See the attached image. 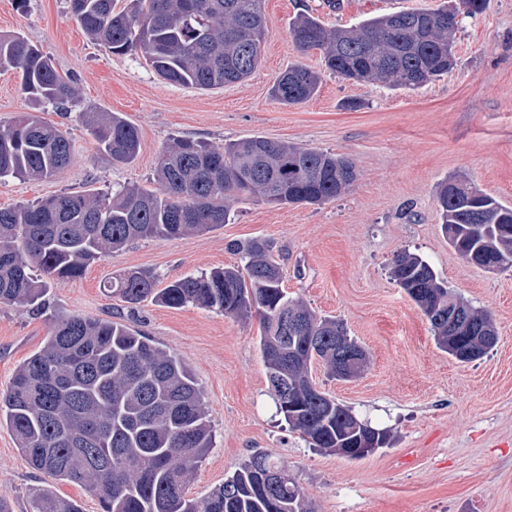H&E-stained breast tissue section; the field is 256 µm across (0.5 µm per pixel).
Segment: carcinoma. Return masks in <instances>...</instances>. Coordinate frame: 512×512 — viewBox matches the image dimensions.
<instances>
[{
    "mask_svg": "<svg viewBox=\"0 0 512 512\" xmlns=\"http://www.w3.org/2000/svg\"><path fill=\"white\" fill-rule=\"evenodd\" d=\"M264 0H70L72 18L94 42L115 54L141 53L165 81L196 90L240 82L261 62L267 20ZM458 28L448 8L405 10L370 18L347 29H328L312 13L295 16L289 31L297 51L322 53L325 69L355 83L380 82L416 89L448 73V50ZM18 69L31 99L69 112L79 97L74 80L23 37L0 34V70ZM321 72L302 64L284 70L272 96L286 105L311 99ZM80 121L113 165L137 158L136 126L112 112H82ZM74 144L67 130L22 112L0 124V180L49 179L67 168ZM156 193L135 185L109 192H63L35 203L0 208V305L41 313L51 286L82 277L95 260L127 243L153 236L178 239L224 227L236 199L276 205H321L348 192L357 180L354 163L331 151L252 136L224 146L175 139L160 153ZM441 228L462 257L492 256L512 268V206L462 180L441 186ZM241 264L190 275L158 287V277L129 269L107 288L123 302L151 298L170 308L194 305L226 316L260 315L262 357L278 347L277 311L302 313L305 335L320 346L288 374L267 369L277 411L310 444L339 454L373 443L387 432L360 420L325 392L288 403L286 383L309 381L320 361L332 375L336 358L334 319L317 317L288 296L283 268L272 244L255 238L231 243ZM403 289L425 290L418 307L443 350L457 345L477 352V329L489 314L464 302L438 278L422 256L407 251L389 266ZM37 471L79 486L96 497L101 512H313L300 487L289 482L277 496L267 474L282 468L265 453L252 455L205 498H187L198 463L211 446L201 389L174 353L123 323L80 315H54L44 346L15 370L0 394V426ZM30 512H81L74 501L49 491L36 494Z\"/></svg>",
    "mask_w": 512,
    "mask_h": 512,
    "instance_id": "1",
    "label": "carcinoma"
}]
</instances>
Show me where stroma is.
<instances>
[{"instance_id":"35a3bbf8","label":"stroma","mask_w":512,"mask_h":512,"mask_svg":"<svg viewBox=\"0 0 512 512\" xmlns=\"http://www.w3.org/2000/svg\"><path fill=\"white\" fill-rule=\"evenodd\" d=\"M449 0H264L268 29L261 66L245 81L200 91L170 84L135 53L118 55L89 40L71 18L69 0H0V33L23 35L57 70L71 76L80 100L68 114L36 108L68 127L75 156L49 180L0 182V208L90 187L130 183L157 190L153 173L172 140L215 145L261 135L350 157L358 179L322 205L233 203L223 228L178 239L138 240L92 263L76 280L50 289L48 310L0 306V392L17 366L37 352L54 313L118 321L177 353L204 393L213 446L188 489L206 497L257 451L283 462L315 512H512V269L467 263L441 231L438 186L462 178L512 205V0H488L462 17L455 65L414 90L353 83L324 75L316 95L286 106L270 95L288 65L321 69L319 51L299 54L289 22L310 11L328 27ZM89 110L121 113L141 137L135 161L113 165L78 119ZM270 240L288 295L317 316L343 323L367 353L350 380L313 364L314 384L360 418L390 432L371 455L350 460L312 448L276 411L259 350L258 316L234 318L192 305L145 300L128 307L106 282L129 269L167 282L239 263L232 242ZM423 256L455 294L489 312L495 345L462 363L442 351L428 320L390 279L394 255ZM48 488L99 512L80 487L34 470L12 432L0 427V496L29 512Z\"/></svg>"}]
</instances>
